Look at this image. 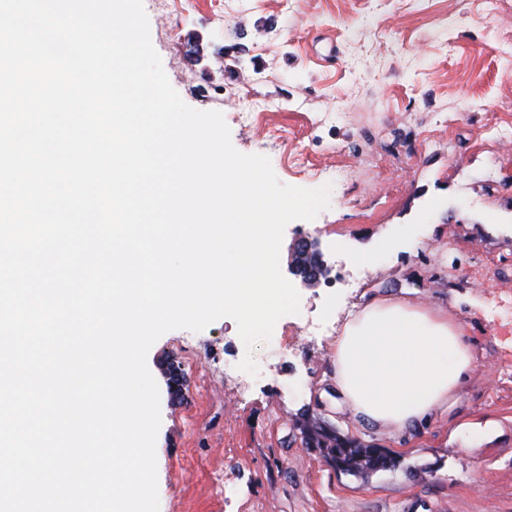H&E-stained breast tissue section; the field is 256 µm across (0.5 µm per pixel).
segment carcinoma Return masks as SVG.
I'll list each match as a JSON object with an SVG mask.
<instances>
[{
	"label": "carcinoma",
	"instance_id": "obj_1",
	"mask_svg": "<svg viewBox=\"0 0 512 512\" xmlns=\"http://www.w3.org/2000/svg\"><path fill=\"white\" fill-rule=\"evenodd\" d=\"M305 444L322 449L339 470L354 476L386 470L392 463V459L379 449L363 446L339 431L317 423L309 428Z\"/></svg>",
	"mask_w": 512,
	"mask_h": 512
}]
</instances>
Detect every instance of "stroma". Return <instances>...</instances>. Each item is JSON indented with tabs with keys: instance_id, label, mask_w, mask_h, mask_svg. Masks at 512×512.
Listing matches in <instances>:
<instances>
[{
	"instance_id": "stroma-1",
	"label": "stroma",
	"mask_w": 512,
	"mask_h": 512,
	"mask_svg": "<svg viewBox=\"0 0 512 512\" xmlns=\"http://www.w3.org/2000/svg\"><path fill=\"white\" fill-rule=\"evenodd\" d=\"M152 44L190 107L279 182L330 186L284 231L331 272L245 346L236 322L150 348L160 392L159 512H512V0H143ZM390 295L448 309L474 364L457 399L393 435L355 429L332 348L353 305ZM252 354L259 373L233 368ZM183 379L174 389L172 374ZM315 419L395 468L358 478L310 448Z\"/></svg>"
}]
</instances>
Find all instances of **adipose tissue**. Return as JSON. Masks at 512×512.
Here are the masks:
<instances>
[{
	"label": "adipose tissue",
	"mask_w": 512,
	"mask_h": 512,
	"mask_svg": "<svg viewBox=\"0 0 512 512\" xmlns=\"http://www.w3.org/2000/svg\"><path fill=\"white\" fill-rule=\"evenodd\" d=\"M334 379L355 425L406 431L458 396L473 364L447 310L376 297L349 314L333 344Z\"/></svg>",
	"instance_id": "adipose-tissue-1"
}]
</instances>
